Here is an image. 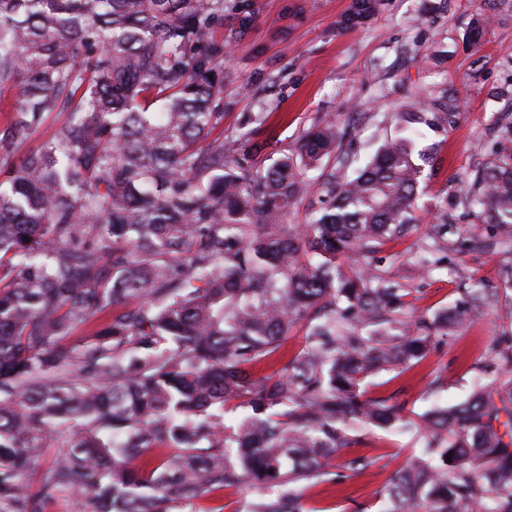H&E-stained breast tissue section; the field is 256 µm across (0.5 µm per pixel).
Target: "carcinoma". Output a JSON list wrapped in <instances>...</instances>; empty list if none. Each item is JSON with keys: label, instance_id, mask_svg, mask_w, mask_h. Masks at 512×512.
I'll return each mask as SVG.
<instances>
[{"label": "carcinoma", "instance_id": "cac0c4a2", "mask_svg": "<svg viewBox=\"0 0 512 512\" xmlns=\"http://www.w3.org/2000/svg\"><path fill=\"white\" fill-rule=\"evenodd\" d=\"M223 22L224 0H0V512L69 495L87 512H189L247 488L246 512H309L293 487L343 481L366 459L336 475L329 461L362 432L411 424L367 379L414 368L494 306L466 288L442 312L410 311L377 264L416 228L431 154L413 156L415 124L447 129L456 100L391 113L396 135L360 166L334 118L257 164L240 152L253 130L209 140L224 127ZM312 170L322 195L300 228L287 217ZM457 199L470 237L512 242V150L485 156ZM452 229L440 213L421 267ZM82 324L94 329L66 348ZM261 362L272 372L256 375ZM472 368L466 401L421 417L420 454L381 512H512V334ZM229 404L245 411L234 430Z\"/></svg>", "mask_w": 512, "mask_h": 512}]
</instances>
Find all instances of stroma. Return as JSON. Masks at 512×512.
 <instances>
[{
	"instance_id": "1",
	"label": "stroma",
	"mask_w": 512,
	"mask_h": 512,
	"mask_svg": "<svg viewBox=\"0 0 512 512\" xmlns=\"http://www.w3.org/2000/svg\"><path fill=\"white\" fill-rule=\"evenodd\" d=\"M354 0H224V132L234 134L250 114L265 115L250 142L256 161L293 149L299 137L332 115L343 145L367 159L391 131L388 116L415 102L418 89L433 98L454 96L459 110L447 130L423 128L420 146L432 148L420 225L435 223L447 205L455 223L471 219L455 201L483 157L512 150L502 129L512 123V0H498L479 43L474 21L486 0H376L371 17L350 29L343 20ZM415 235L384 251L408 289L410 307L436 312L452 306L465 285L479 283L499 296L497 307L458 330L414 370L383 372L369 380L370 396L404 405L419 418L436 405L464 402L477 377L470 369L492 337L512 331V291L503 268L512 250L456 245L442 269L426 272L412 258ZM421 448L415 428L377 429L334 461L365 457L368 466L344 482L302 483L306 506L318 512H378L384 484Z\"/></svg>"
}]
</instances>
